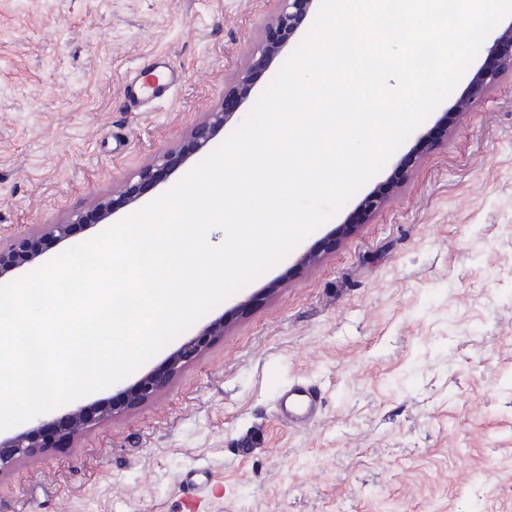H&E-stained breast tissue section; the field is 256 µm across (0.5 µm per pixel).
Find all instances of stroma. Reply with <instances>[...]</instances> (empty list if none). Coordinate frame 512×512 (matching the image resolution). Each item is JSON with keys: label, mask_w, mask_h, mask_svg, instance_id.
Instances as JSON below:
<instances>
[{"label": "stroma", "mask_w": 512, "mask_h": 512, "mask_svg": "<svg viewBox=\"0 0 512 512\" xmlns=\"http://www.w3.org/2000/svg\"><path fill=\"white\" fill-rule=\"evenodd\" d=\"M279 8L0 0V244L187 141ZM485 42L425 121L451 136L424 151L412 132L375 175L411 166L383 209L352 222V197L134 374L75 400L95 407L223 318L155 395L0 471V512H512V77L453 112ZM158 59L177 84L133 105L126 83ZM295 384L319 398L310 424L278 417Z\"/></svg>", "instance_id": "obj_1"}]
</instances>
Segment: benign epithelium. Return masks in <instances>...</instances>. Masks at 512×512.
<instances>
[{
  "label": "benign epithelium",
  "instance_id": "benign-epithelium-1",
  "mask_svg": "<svg viewBox=\"0 0 512 512\" xmlns=\"http://www.w3.org/2000/svg\"><path fill=\"white\" fill-rule=\"evenodd\" d=\"M281 7L268 21L265 33L252 54L251 69L256 70L269 65L282 51L297 25L298 18L313 4L314 0H280ZM512 24L505 28L495 39L488 50L490 64L479 70L469 83L467 92L455 104L458 114L466 112L473 101L481 97L488 88L505 72L512 71ZM251 74L243 72L238 75L232 89L224 95V103L220 110L210 112L192 131L189 140L181 147L166 149L158 153L151 164L139 173V181L125 185L119 194V200L100 198L91 206V212L79 211L72 213L62 224H51L42 234H25L15 238L8 248L0 249V278L8 273L30 266L39 258L37 246L43 237L55 241L69 238L71 229L77 224H86L95 219L101 223L107 220L117 204L135 202L141 189L158 179L159 175L182 162L186 157L202 150L214 139L233 115L245 103L252 92ZM451 134L448 124L428 129L421 136V148L429 149L440 139ZM409 176L407 164H399L396 181L378 185L367 194L359 204V218H364L386 206L395 190ZM224 334V317H219L205 326L193 339L183 344L174 352L161 369L142 377L133 387L119 393L112 402H103L98 408L87 413L79 408L62 417L42 421L37 426L19 432L8 438H0V469L11 464L15 458L33 455L46 448L42 435L46 432L54 434L56 446H66L95 419L106 418L129 404L142 401L157 392L171 376L177 374L184 366L193 362L204 350L209 339Z\"/></svg>",
  "mask_w": 512,
  "mask_h": 512
}]
</instances>
